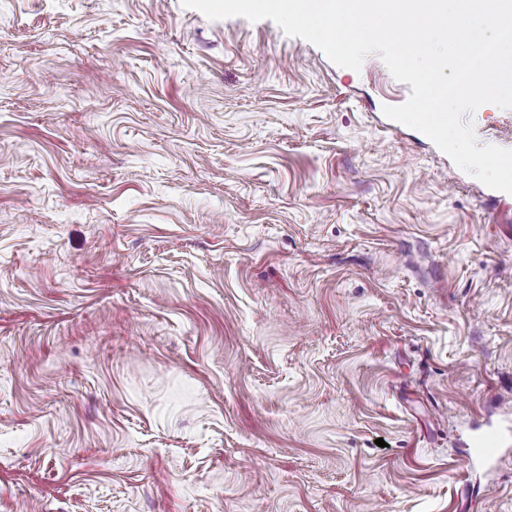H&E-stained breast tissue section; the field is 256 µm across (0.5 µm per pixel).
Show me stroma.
<instances>
[{"label": "stroma", "instance_id": "1", "mask_svg": "<svg viewBox=\"0 0 512 512\" xmlns=\"http://www.w3.org/2000/svg\"><path fill=\"white\" fill-rule=\"evenodd\" d=\"M410 93L268 19L0 0V512H512V441L465 457L512 429V194ZM504 440V435L498 429L484 432L473 441L471 457L485 460L494 458Z\"/></svg>", "mask_w": 512, "mask_h": 512}]
</instances>
